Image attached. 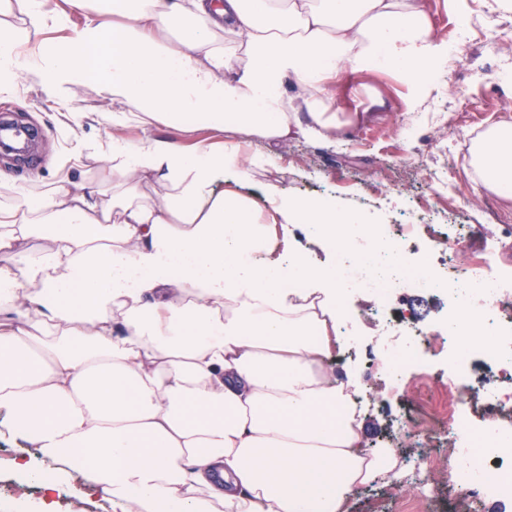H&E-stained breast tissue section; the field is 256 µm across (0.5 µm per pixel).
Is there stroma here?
<instances>
[{"mask_svg": "<svg viewBox=\"0 0 512 512\" xmlns=\"http://www.w3.org/2000/svg\"><path fill=\"white\" fill-rule=\"evenodd\" d=\"M437 41L448 42L458 35L475 33L477 28L493 24L512 27V11H493L495 0H422ZM469 70L468 93L473 111H461L451 87L461 70ZM342 93L336 105L348 127L336 144L291 140L277 149V167L258 175V184L272 183L284 193L300 198L329 196L337 209H351L356 199L373 202L367 217L379 224L386 219L398 223L413 222L421 208L441 213L453 210L457 221L469 225L472 243L493 252L497 261L487 272L512 271V200L485 190L470 164H457L448 142L449 115H456L461 127L481 135L491 126L512 122V38L499 50L478 52L468 67L446 60L433 78L425 99H418L396 75L384 69H370L341 80ZM49 89L36 78L22 82L9 94H0V106L39 132L37 157L20 165L0 155V168L9 170L18 182L36 196H44L67 179H85L102 191L112 190V167L92 151L93 146L112 136V127L103 123L107 108L91 85L72 86L67 96L72 104L86 112L82 125L76 126L52 107ZM358 112L369 113V120H355ZM88 150L81 167L67 160L77 144ZM448 312V300L430 291L405 289L394 313L414 323L424 332ZM336 373H351L361 388L378 392L370 404L363 438L369 447L391 448L404 458L430 457L434 446L408 447L399 433L396 417L408 399H425L428 393L420 383L409 382L391 388L379 363L351 356L335 363ZM25 453L34 468H41L43 457L38 448L22 442H0V512H35L43 496L39 482L18 477L11 463ZM408 482L372 485L356 491L349 512H392L394 503L412 496ZM57 512H110L103 493L86 475L73 480L56 493Z\"/></svg>", "mask_w": 512, "mask_h": 512, "instance_id": "stroma-1", "label": "stroma"}]
</instances>
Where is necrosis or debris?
Instances as JSON below:
<instances>
[{"label": "necrosis or debris", "mask_w": 512, "mask_h": 512, "mask_svg": "<svg viewBox=\"0 0 512 512\" xmlns=\"http://www.w3.org/2000/svg\"><path fill=\"white\" fill-rule=\"evenodd\" d=\"M431 234L449 254L463 246L460 224L448 214L420 216L409 224H369L364 247L371 269L341 262L336 270L340 293L371 295L377 315L390 309L407 283L447 294L452 309L434 337L413 326L384 325L373 343L348 337L352 353L366 359L383 356L386 375L398 383L407 376L420 381L446 382L440 400L420 402L400 422L403 438L423 436L434 424L446 428L448 486L461 512H478L490 497H512V272L492 279L480 275L489 257L475 258L470 266L429 267L426 260L410 261L406 246L420 231ZM480 330L485 344L468 343L471 329ZM448 362L447 376L432 369L431 355ZM494 365V381L472 385V364Z\"/></svg>", "instance_id": "1"}]
</instances>
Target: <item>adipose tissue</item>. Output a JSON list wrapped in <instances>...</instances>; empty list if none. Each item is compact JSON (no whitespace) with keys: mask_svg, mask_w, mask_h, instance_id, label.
Returning a JSON list of instances; mask_svg holds the SVG:
<instances>
[{"mask_svg":"<svg viewBox=\"0 0 512 512\" xmlns=\"http://www.w3.org/2000/svg\"><path fill=\"white\" fill-rule=\"evenodd\" d=\"M16 11L24 26H0V92L36 74L78 125L66 92L92 85L110 106L97 152L117 188L35 197L0 170V440L52 463L40 512L78 471L111 512H347L394 479V450L364 446L354 377L330 368L335 271L278 253L280 224L357 246L356 216L249 189L288 140H339L329 108L345 73L381 60L412 89L431 82L448 49L418 0H0ZM43 31L60 38L30 48ZM189 123L223 142L121 134ZM471 154L483 188L511 199L512 122ZM44 232L49 248L22 251Z\"/></svg>","mask_w":512,"mask_h":512,"instance_id":"1","label":"adipose tissue"}]
</instances>
